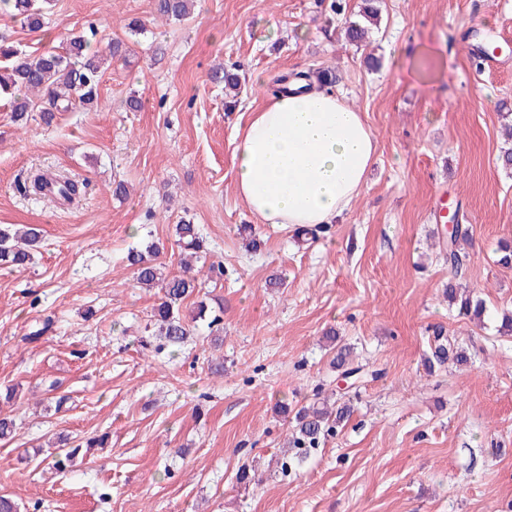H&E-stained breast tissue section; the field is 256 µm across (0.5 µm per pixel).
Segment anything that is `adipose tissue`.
Segmentation results:
<instances>
[{"mask_svg":"<svg viewBox=\"0 0 512 512\" xmlns=\"http://www.w3.org/2000/svg\"><path fill=\"white\" fill-rule=\"evenodd\" d=\"M377 141L332 88L271 97L239 135L234 184L264 224L326 226L361 195Z\"/></svg>","mask_w":512,"mask_h":512,"instance_id":"adipose-tissue-1","label":"adipose tissue"}]
</instances>
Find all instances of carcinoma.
I'll return each mask as SVG.
<instances>
[{
    "instance_id": "cac0c4a2",
    "label": "carcinoma",
    "mask_w": 512,
    "mask_h": 512,
    "mask_svg": "<svg viewBox=\"0 0 512 512\" xmlns=\"http://www.w3.org/2000/svg\"><path fill=\"white\" fill-rule=\"evenodd\" d=\"M35 2L37 0H0V6L34 32L45 24L43 7L35 6ZM192 4L193 0H156L155 6L159 16L182 21L190 17ZM378 19L379 7L375 0H363L358 19L345 23L347 39L356 44L365 41L368 26L377 24ZM90 33L89 37L83 33L71 35L63 54L47 51L36 56L23 54L0 39V61L3 62L0 66V97L10 98L13 121H22L37 109L42 119L49 123L57 112L98 106L101 64L109 57L124 58L127 46L116 39L101 51L92 46L91 38L97 35L95 28H90ZM176 233L180 247L189 256L196 258L204 252L205 241L195 225L178 224ZM468 238V229L459 227L443 242L440 250L443 263L454 276L461 274L467 264L468 255L462 252L461 244ZM39 241V232L34 228L21 230L10 225L0 226V265L27 266L32 262V250ZM155 255L156 248L150 245L144 251H129L126 260L134 270L138 286L161 288L162 302L154 309L153 318L165 343L179 346L192 333L189 324L180 317L179 308L194 294L198 283L187 268L179 274L164 272V266L156 262ZM448 301L456 305L458 314L473 319L481 318L486 312L482 299L472 295L459 299L451 285L448 286ZM450 360L464 364L468 362L467 352L438 329L430 346L428 370L440 368ZM332 364L336 376L352 382L360 383L368 377L375 379L379 376L378 372L368 370L367 365L355 361L348 345L336 347ZM351 413V407L345 403L334 412L329 411L325 403L295 411V430L288 441L292 460L298 464L304 462L323 439L336 435Z\"/></svg>"
}]
</instances>
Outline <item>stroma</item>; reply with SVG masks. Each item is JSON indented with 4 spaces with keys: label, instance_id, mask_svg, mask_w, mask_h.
Returning <instances> with one entry per match:
<instances>
[{
    "label": "stroma",
    "instance_id": "obj_1",
    "mask_svg": "<svg viewBox=\"0 0 512 512\" xmlns=\"http://www.w3.org/2000/svg\"><path fill=\"white\" fill-rule=\"evenodd\" d=\"M197 0L186 21L155 0H54L45 31L0 13V34L23 53L61 50L96 24L124 40L127 60L103 73L97 110L11 118L0 100V225L37 228L27 269L0 268V410L16 423L0 441V493L20 512H505L512 503V171L504 113L512 112V52L485 65L465 47L499 32L512 41V0H382L370 44L345 42L361 0ZM144 24L131 35L127 25ZM224 68L242 89L226 109ZM335 69L336 92L377 139L367 185L317 238L263 224L238 198L234 157L249 113L277 77ZM263 73L264 84L253 77ZM140 110L125 106L129 96ZM38 171L86 188L60 211L29 195ZM124 182L129 194L114 197ZM469 227L460 284L486 303L483 322L444 296L447 236L438 204ZM208 250L194 265L197 322L188 341L162 344L152 317L159 289L136 287L128 249L156 245L181 267L179 221ZM257 248H249V240ZM223 264L212 281L210 264ZM52 332L28 333L45 318ZM468 366L426 373L436 327ZM336 332L377 379L346 394L353 414L301 468L281 470L291 411L316 387L336 391ZM105 438L65 474L45 461L59 437ZM255 466L258 483L237 482Z\"/></svg>",
    "mask_w": 512,
    "mask_h": 512
}]
</instances>
